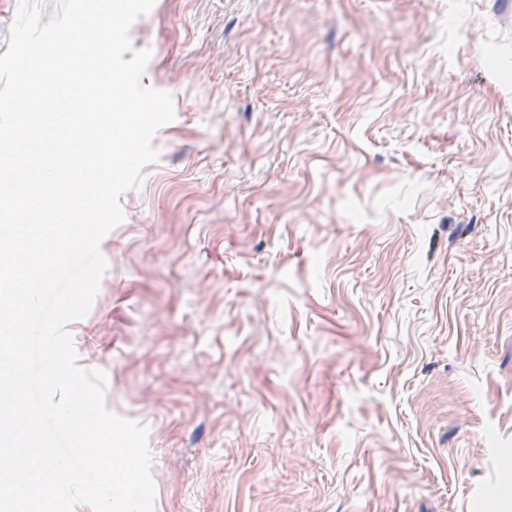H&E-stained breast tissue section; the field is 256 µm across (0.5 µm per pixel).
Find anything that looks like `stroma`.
<instances>
[{
  "mask_svg": "<svg viewBox=\"0 0 512 512\" xmlns=\"http://www.w3.org/2000/svg\"><path fill=\"white\" fill-rule=\"evenodd\" d=\"M171 93L79 363L154 512H512V0H155Z\"/></svg>",
  "mask_w": 512,
  "mask_h": 512,
  "instance_id": "obj_1",
  "label": "stroma"
}]
</instances>
